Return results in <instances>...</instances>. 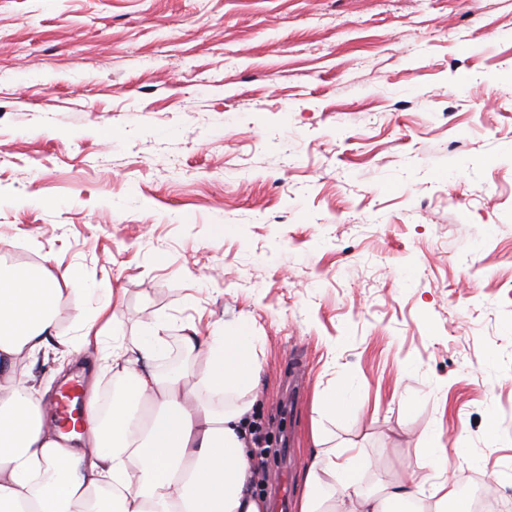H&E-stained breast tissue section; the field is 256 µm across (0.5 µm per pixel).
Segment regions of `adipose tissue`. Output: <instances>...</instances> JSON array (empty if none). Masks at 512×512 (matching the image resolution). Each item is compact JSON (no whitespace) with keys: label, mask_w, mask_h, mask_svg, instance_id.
<instances>
[{"label":"adipose tissue","mask_w":512,"mask_h":512,"mask_svg":"<svg viewBox=\"0 0 512 512\" xmlns=\"http://www.w3.org/2000/svg\"><path fill=\"white\" fill-rule=\"evenodd\" d=\"M66 289L46 265H0V512H266L250 464L248 426L261 383L259 337L186 323L182 368L162 372L168 326L109 337L107 302L78 312V335H59ZM97 353L112 379L111 411L91 388L72 435L47 420L39 358ZM205 370L191 373L196 357ZM353 388L322 392L303 465L297 512H473L437 437L422 451L426 475L402 473L367 491L355 481L361 451L337 443Z\"/></svg>","instance_id":"1"}]
</instances>
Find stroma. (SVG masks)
Returning a JSON list of instances; mask_svg holds the SVG:
<instances>
[{
  "mask_svg": "<svg viewBox=\"0 0 512 512\" xmlns=\"http://www.w3.org/2000/svg\"><path fill=\"white\" fill-rule=\"evenodd\" d=\"M512 0H0V258L59 333L262 339L261 488L303 492L316 395L374 487L461 449L512 494ZM461 148L450 151L452 142Z\"/></svg>",
  "mask_w": 512,
  "mask_h": 512,
  "instance_id": "35a3bbf8",
  "label": "stroma"
}]
</instances>
